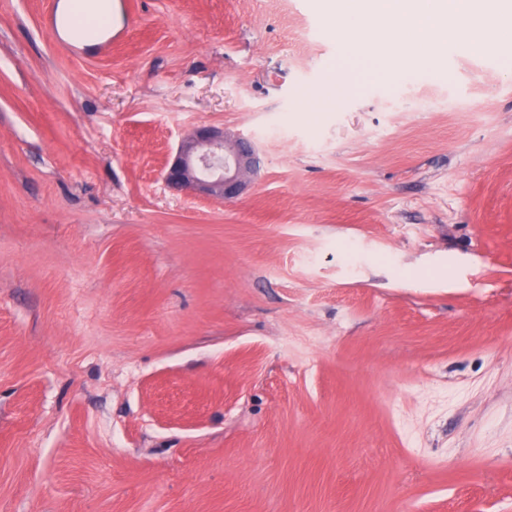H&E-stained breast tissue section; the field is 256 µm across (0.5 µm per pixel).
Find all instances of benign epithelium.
<instances>
[{"mask_svg":"<svg viewBox=\"0 0 512 512\" xmlns=\"http://www.w3.org/2000/svg\"><path fill=\"white\" fill-rule=\"evenodd\" d=\"M258 169L253 142L230 140L220 128L200 126L181 141L164 173V182L175 190L196 188L225 201L239 197L246 186L245 178Z\"/></svg>","mask_w":512,"mask_h":512,"instance_id":"obj_1","label":"benign epithelium"}]
</instances>
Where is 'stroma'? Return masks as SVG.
<instances>
[{
	"label": "stroma",
	"instance_id": "35a3bbf8",
	"mask_svg": "<svg viewBox=\"0 0 512 512\" xmlns=\"http://www.w3.org/2000/svg\"><path fill=\"white\" fill-rule=\"evenodd\" d=\"M0 0V512H512V71L371 76L314 0ZM233 201L167 187L194 128ZM259 163L250 140H229L223 129L200 126L181 141L163 178L172 189L196 188L208 197L225 201L243 193L245 178L257 172Z\"/></svg>",
	"mask_w": 512,
	"mask_h": 512
}]
</instances>
